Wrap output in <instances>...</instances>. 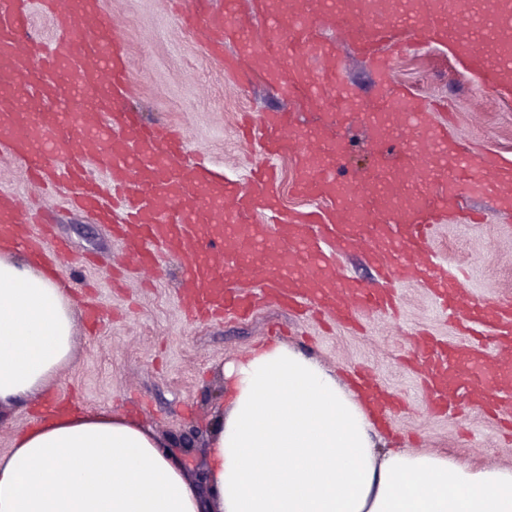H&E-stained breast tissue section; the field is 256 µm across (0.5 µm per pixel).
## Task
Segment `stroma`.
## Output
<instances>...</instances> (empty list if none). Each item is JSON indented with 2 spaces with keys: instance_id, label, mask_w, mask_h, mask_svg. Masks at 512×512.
I'll list each match as a JSON object with an SVG mask.
<instances>
[{
  "instance_id": "obj_1",
  "label": "stroma",
  "mask_w": 512,
  "mask_h": 512,
  "mask_svg": "<svg viewBox=\"0 0 512 512\" xmlns=\"http://www.w3.org/2000/svg\"><path fill=\"white\" fill-rule=\"evenodd\" d=\"M102 7L128 62L132 107L145 121L182 126L191 153L208 157L225 179L242 181L262 158L258 146L237 135L240 113L279 108L301 113L304 124H320L302 98L273 91L259 77L242 84L226 75L210 56L205 34L184 28L168 0H102ZM340 62L343 83L364 110L388 113L389 92L367 65L347 54ZM392 81L447 101L448 133L456 144L512 167V95L487 93L477 79L460 72L449 46L408 47L394 60ZM0 191L42 200L31 229L37 234L50 225L52 239L69 244V256L54 273L66 282L80 314L73 361L44 403L0 408V455L10 451L19 431L38 422L44 404L59 401L87 412L131 416L165 442L189 432L206 440L223 406L221 367L270 341L277 326L280 342L309 352L346 384H353L357 369L374 374L400 404L378 429L390 446L432 448L512 468V438L502 435L496 420L467 407L441 414L428 403L422 374L409 360L417 335L458 349L470 344L439 315L428 289L397 284L396 316L371 314L358 327L327 325L272 301L259 303L245 318L197 321L180 296L183 259L163 258L146 272L128 269L113 282V268L125 266L127 258L111 225L72 208L64 196L44 198L19 162L1 156ZM457 208L482 213L484 220L462 224L450 216L437 226L431 248L449 271L462 274L465 299L512 304V209L500 208L491 192L465 197ZM89 305L100 310L94 329L81 317Z\"/></svg>"
}]
</instances>
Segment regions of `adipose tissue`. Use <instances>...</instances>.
Wrapping results in <instances>:
<instances>
[{
    "label": "adipose tissue",
    "instance_id": "adipose-tissue-1",
    "mask_svg": "<svg viewBox=\"0 0 512 512\" xmlns=\"http://www.w3.org/2000/svg\"><path fill=\"white\" fill-rule=\"evenodd\" d=\"M54 277L0 248V405L41 397L73 357ZM211 433L214 512H512V468L382 447L367 399L313 357L265 344L233 366ZM194 484L142 423L61 410L0 456V512H199Z\"/></svg>",
    "mask_w": 512,
    "mask_h": 512
}]
</instances>
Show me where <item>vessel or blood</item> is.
<instances>
[{
  "mask_svg": "<svg viewBox=\"0 0 512 512\" xmlns=\"http://www.w3.org/2000/svg\"><path fill=\"white\" fill-rule=\"evenodd\" d=\"M181 20L210 35V51L226 73L239 75V59L259 63L265 80L327 112L350 107L352 96L337 74L336 32L390 89L396 119L412 117L391 145L398 177L418 175L444 162L439 184L410 196L380 187L365 189L359 177L342 178L345 142H308L292 113L264 112L249 119L243 136L261 143L265 159L245 183L225 180L203 159L185 161L186 143L172 126L143 124L124 105L127 66L115 28L100 0H0V150L20 161L29 181L72 188V203L102 213L99 182L112 188V222L118 225L133 263L154 267L160 252L186 260L181 284L194 311L242 313L246 296L232 285L247 282L296 308L312 307L355 322L367 311L388 310V289L370 288L337 275L321 240L347 248L369 241L370 259L397 281L429 288L437 310L465 317V333L489 335L490 348L440 350L421 347L425 391L435 409L467 404L485 411L512 409V306L466 303L429 246L458 199L495 190L512 204V176L492 157L461 151L448 138L438 105L409 88H392L393 61L410 45H449L483 88L512 93V47L488 52L512 29V12L500 0H400L378 8L376 0H251L254 14L274 17L262 36L225 0L213 12L209 0H179ZM48 15L55 36L45 41L33 26L35 12ZM323 56L324 72L305 64L307 53ZM77 73L76 85L65 82ZM297 157L294 188L321 201L307 211L282 209L272 160L284 151ZM104 177L93 174V167ZM263 214L265 223L254 220ZM29 218L16 194L0 192V242L44 251L31 236Z\"/></svg>",
  "mask_w": 512,
  "mask_h": 512,
  "instance_id": "b4317fda",
  "label": "vessel or blood"
}]
</instances>
